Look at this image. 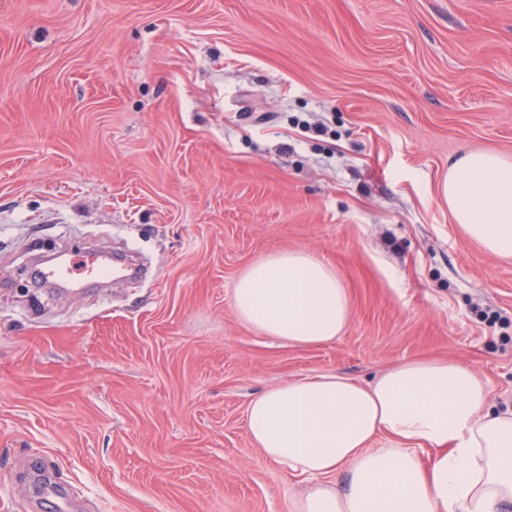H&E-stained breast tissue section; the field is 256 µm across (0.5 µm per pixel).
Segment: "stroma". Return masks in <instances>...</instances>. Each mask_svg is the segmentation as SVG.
I'll return each instance as SVG.
<instances>
[{
	"label": "stroma",
	"mask_w": 512,
	"mask_h": 512,
	"mask_svg": "<svg viewBox=\"0 0 512 512\" xmlns=\"http://www.w3.org/2000/svg\"><path fill=\"white\" fill-rule=\"evenodd\" d=\"M475 149L512 158V0H0V512H291L246 410L322 373L449 359L512 410V257L439 190ZM89 248L142 279L33 282ZM286 249L347 288L334 341L236 315Z\"/></svg>",
	"instance_id": "35a3bbf8"
}]
</instances>
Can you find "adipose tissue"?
I'll return each mask as SVG.
<instances>
[{
    "label": "adipose tissue",
    "instance_id": "adipose-tissue-1",
    "mask_svg": "<svg viewBox=\"0 0 512 512\" xmlns=\"http://www.w3.org/2000/svg\"><path fill=\"white\" fill-rule=\"evenodd\" d=\"M442 192L471 240L512 256V159L465 152ZM233 305L293 346L336 339L350 317L335 270L303 250L249 264ZM246 427L268 459L305 477L293 512H512V412L492 411L484 381L457 362L410 360L367 382L288 381L250 401Z\"/></svg>",
    "mask_w": 512,
    "mask_h": 512
}]
</instances>
